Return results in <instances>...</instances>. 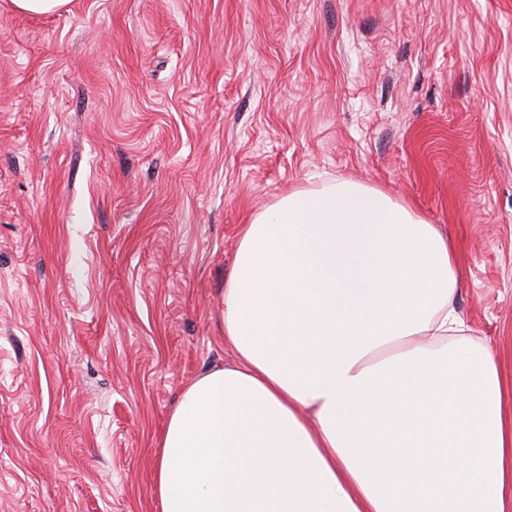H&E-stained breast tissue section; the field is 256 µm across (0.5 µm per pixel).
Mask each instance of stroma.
<instances>
[{
  "mask_svg": "<svg viewBox=\"0 0 512 512\" xmlns=\"http://www.w3.org/2000/svg\"><path fill=\"white\" fill-rule=\"evenodd\" d=\"M351 181L448 237L512 393V0L0 5V512H162L241 228ZM69 0H9L15 12L27 14H55L64 10Z\"/></svg>",
  "mask_w": 512,
  "mask_h": 512,
  "instance_id": "obj_1",
  "label": "stroma"
}]
</instances>
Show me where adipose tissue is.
Here are the masks:
<instances>
[{"label": "adipose tissue", "mask_w": 512, "mask_h": 512, "mask_svg": "<svg viewBox=\"0 0 512 512\" xmlns=\"http://www.w3.org/2000/svg\"><path fill=\"white\" fill-rule=\"evenodd\" d=\"M447 239L386 193L295 190L244 225L235 367L187 386L162 512H512L490 349L458 338Z\"/></svg>", "instance_id": "adipose-tissue-1"}]
</instances>
